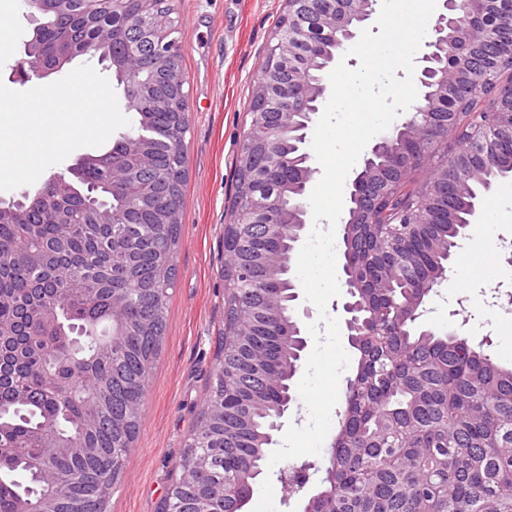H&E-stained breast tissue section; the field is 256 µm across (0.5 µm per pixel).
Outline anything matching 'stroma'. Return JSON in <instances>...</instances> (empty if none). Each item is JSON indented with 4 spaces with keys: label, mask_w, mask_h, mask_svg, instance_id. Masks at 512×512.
Masks as SVG:
<instances>
[{
    "label": "stroma",
    "mask_w": 512,
    "mask_h": 512,
    "mask_svg": "<svg viewBox=\"0 0 512 512\" xmlns=\"http://www.w3.org/2000/svg\"><path fill=\"white\" fill-rule=\"evenodd\" d=\"M184 34L181 65L190 112L185 139L186 181L180 207L177 277L167 300L162 353L152 369L144 419L129 452L109 512H159L176 475L185 440L214 374L224 325V226L229 219L236 158L249 124L252 90L282 0H173ZM0 82L27 90L15 66L29 29L19 0H0ZM512 177L499 181L459 243L454 270L425 302V328L453 332L471 345L490 339L501 362L512 363ZM282 465L259 479L245 512H300L288 495Z\"/></svg>",
    "instance_id": "35a3bbf8"
}]
</instances>
